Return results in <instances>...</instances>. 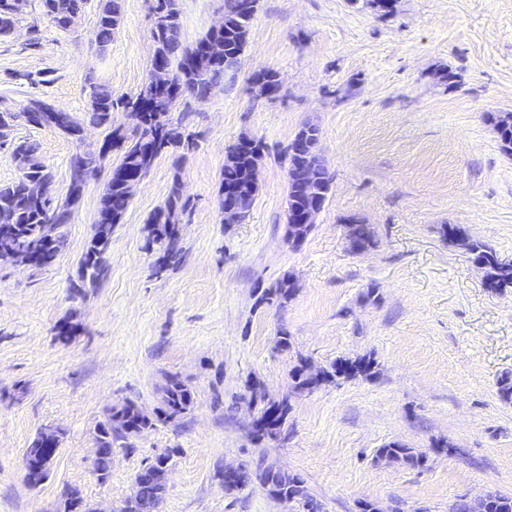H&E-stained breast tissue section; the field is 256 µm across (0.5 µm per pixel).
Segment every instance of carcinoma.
<instances>
[{
	"mask_svg": "<svg viewBox=\"0 0 512 512\" xmlns=\"http://www.w3.org/2000/svg\"><path fill=\"white\" fill-rule=\"evenodd\" d=\"M259 3V0H224V26L210 29L195 44L182 45L180 39V13L177 0H154V5L165 13L166 24L151 32L154 51L160 52L167 59V85L158 90L153 86H144L134 98L118 102L112 99V93L104 88H96L91 94L88 116L90 123L108 130L102 144L96 151L80 152L70 159V182L81 181L86 185L91 175L101 168L102 163L112 151L113 143L125 142L119 163L112 167L107 183L100 198V224H117L127 210L130 197L124 186L123 176L143 177L147 175L155 159L167 148H180L191 152L196 147L195 139L184 135L179 127L170 120H165L167 130L157 134L158 127L151 121L152 100L162 96L168 100L169 108H174L183 97L182 88L190 90L189 96L198 100L206 99L212 89L223 83L225 75L235 68L238 57L243 54L252 21L257 10L248 11L247 2ZM86 0H41L42 14L56 28L67 29L66 22L60 13L82 12ZM10 0H0V39L11 36L18 23V16L9 9ZM122 21L121 8L118 0H101L94 42L98 50L103 52L112 43L115 30ZM212 41L224 46V62L214 66L195 67L191 64V56L200 52L202 47ZM122 106L134 120L131 136L127 137L119 130L112 128V112ZM493 125L501 127L502 137L512 143V112H496L488 115ZM54 127L58 130L78 133L82 124L70 113L57 110ZM11 155L21 157L30 163V169L23 172L22 177L11 184L0 185V245H22L27 239L39 235H51L56 243L55 252L35 267L51 265L58 252L65 244V228L72 221V210L68 203H55L50 197L40 201L32 199L29 186L34 181L51 183V174L46 166L36 162L38 148L35 144L22 141L12 146ZM244 181V174L237 169L226 168L222 172L219 197H224V187L235 186ZM444 234L455 243L466 240L468 236L457 225H448ZM149 246H159V257L156 270L178 263L182 258L180 231L176 224H171L164 213H159L148 234ZM470 240V239H468ZM112 241L107 235L104 243L91 239L84 254L83 278L95 281L103 272L104 256ZM469 258L480 263L485 272V286L492 290L512 287V266L503 264L496 253L478 240H470ZM295 289L288 287V279L284 278L272 288L260 291L258 300L265 303L277 302L285 305L294 295ZM373 370V361L369 358L337 359L329 366L320 369V377L310 374L307 359L301 357L293 368L291 378L293 387L298 392L311 391L324 383L348 380L356 376H368ZM193 404L191 389L176 377L169 378L163 390L162 406L155 410L153 416L144 414L135 404L127 403L112 413L108 422L100 425L97 444L100 448L112 449V444L125 440L132 434L151 427L156 422L170 423L186 414ZM290 406L283 399L277 405L264 404L259 408V419L272 418V429H259L254 432L256 439H276L285 425ZM378 457L388 462L419 467L424 464L423 455L393 441L378 450ZM259 481L268 488V493L280 500L297 505V512H320L321 505L308 493L304 480L297 474H290L273 466H265L258 471L242 468L236 477L232 490L238 491L253 481ZM133 495L137 498L160 500L165 492V481L148 485L134 478ZM488 500L487 512H512V496L497 491L486 492Z\"/></svg>",
	"mask_w": 512,
	"mask_h": 512,
	"instance_id": "carcinoma-1",
	"label": "carcinoma"
}]
</instances>
